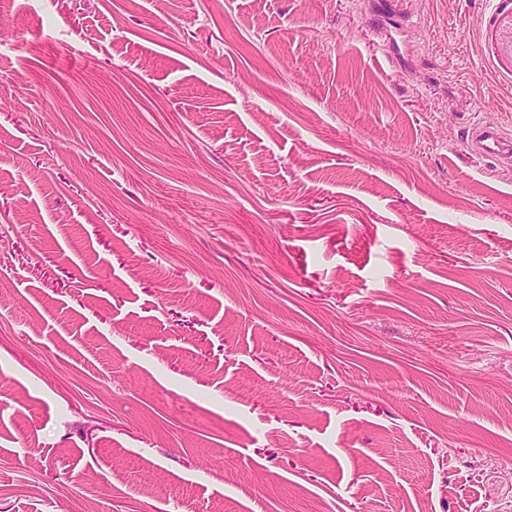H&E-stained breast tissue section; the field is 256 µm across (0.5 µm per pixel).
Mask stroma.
<instances>
[{"label":"stroma","instance_id":"35a3bbf8","mask_svg":"<svg viewBox=\"0 0 512 512\" xmlns=\"http://www.w3.org/2000/svg\"><path fill=\"white\" fill-rule=\"evenodd\" d=\"M512 0H0V512H512ZM469 149L478 161L512 158V139L497 126L475 124L472 128Z\"/></svg>","mask_w":512,"mask_h":512}]
</instances>
